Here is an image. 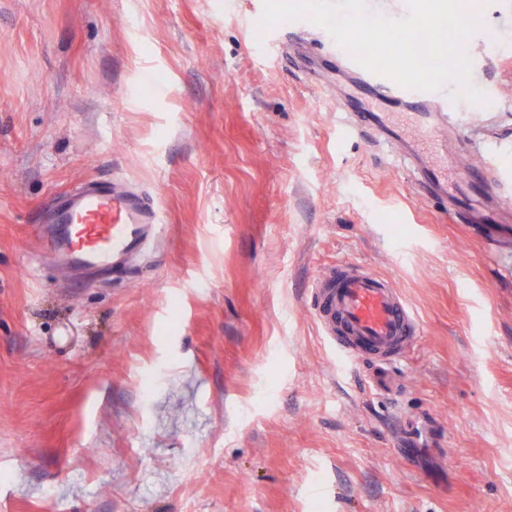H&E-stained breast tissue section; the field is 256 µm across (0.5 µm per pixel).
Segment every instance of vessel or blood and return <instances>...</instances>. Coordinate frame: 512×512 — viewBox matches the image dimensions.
<instances>
[{"instance_id":"1","label":"vessel or blood","mask_w":512,"mask_h":512,"mask_svg":"<svg viewBox=\"0 0 512 512\" xmlns=\"http://www.w3.org/2000/svg\"><path fill=\"white\" fill-rule=\"evenodd\" d=\"M342 66L373 97L411 108L419 129L431 138L452 136L458 145H465L463 127L454 120L447 96L405 89L350 56L343 58ZM398 148L419 185L430 195L449 196L451 213L468 212L473 196L505 186L501 176L485 169L478 175L467 174L465 190L448 194L414 148L403 141ZM39 220L48 226L44 244L58 267L73 272L102 269L135 256L161 223L162 213L126 182L91 179L56 196ZM310 307L323 336L342 357L375 367L400 362L422 334L392 279L350 260L337 262L315 278Z\"/></svg>"}]
</instances>
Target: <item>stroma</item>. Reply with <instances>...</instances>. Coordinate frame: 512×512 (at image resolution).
Masks as SVG:
<instances>
[{
	"instance_id": "stroma-1",
	"label": "stroma",
	"mask_w": 512,
	"mask_h": 512,
	"mask_svg": "<svg viewBox=\"0 0 512 512\" xmlns=\"http://www.w3.org/2000/svg\"><path fill=\"white\" fill-rule=\"evenodd\" d=\"M263 0H0V512H512V252L415 187L335 84L260 29ZM466 41L485 102L463 152L390 127L456 187L512 168V0ZM119 178L164 222L101 280L64 278L36 222ZM351 259L423 335L371 369L309 311Z\"/></svg>"
}]
</instances>
